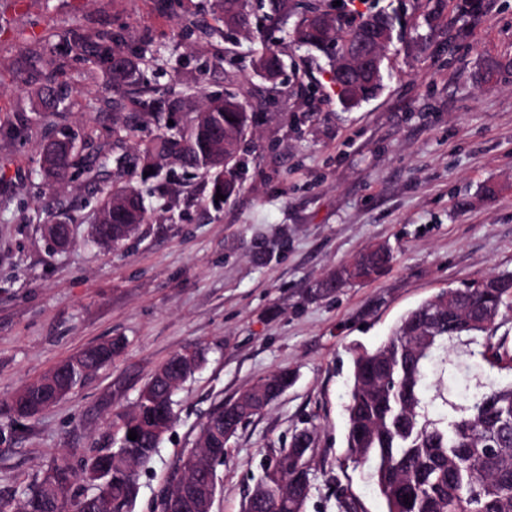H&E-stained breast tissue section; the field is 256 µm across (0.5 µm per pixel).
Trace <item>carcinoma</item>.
Masks as SVG:
<instances>
[{
	"instance_id": "1",
	"label": "carcinoma",
	"mask_w": 512,
	"mask_h": 512,
	"mask_svg": "<svg viewBox=\"0 0 512 512\" xmlns=\"http://www.w3.org/2000/svg\"><path fill=\"white\" fill-rule=\"evenodd\" d=\"M217 2L215 24L200 34L208 40L224 36L226 30L244 34L256 44L253 70L266 80L286 68L265 37L273 23L286 25L296 18L293 40L331 56L316 16L324 11L322 0H307L302 12L289 0ZM333 20L340 42L358 37L369 25L393 28L400 23L398 16L382 10L356 19L342 5ZM90 53L109 63L112 108H122L131 95L135 111L121 113L110 132L94 127L69 131L41 146L40 171L57 184L79 174L100 183L92 243L115 249L128 239V225L149 223L151 209L143 192L122 180L130 166L163 177L158 191L164 198L181 192V183L170 174L172 165L199 175L212 203L237 194L243 145L253 123L238 94L210 97L198 105L188 93L146 89L144 56L124 52L116 33H98ZM352 81L350 86L331 76L344 105L377 94L372 73H357ZM79 141L87 150L84 156L75 151ZM111 151L116 153L113 172L106 169ZM218 193L225 199H216ZM393 259L389 247H372L328 274L318 289L329 293L376 279ZM511 315L512 273L489 275L421 302L400 317L379 347L352 350L344 405L346 454L355 464L372 463L370 477L385 512H512V382L492 380L495 373L512 374L509 332L498 334ZM119 349L118 340L99 343L58 363L53 376L33 381L10 399V416L18 420L39 415L111 363ZM171 371L168 360L144 385L134 410L115 415L108 444L91 449L77 467L64 457L52 460L23 488L15 506L0 499V512H132L139 477L128 472L127 461L135 456L140 471L149 469L158 447L155 428L175 421L177 388L163 381ZM291 382L287 372L278 373L276 380H259L244 393L248 403L240 411L223 405L207 417L198 443H206L214 458L224 462L230 439L226 425L233 421L242 427ZM131 430L137 434L134 440L128 439ZM299 437L309 440L300 457L288 448L269 449L271 465L260 469L243 501L253 503V512H305L313 489L314 439L307 429L293 435Z\"/></svg>"
}]
</instances>
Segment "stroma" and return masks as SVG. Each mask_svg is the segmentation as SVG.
<instances>
[{
    "mask_svg": "<svg viewBox=\"0 0 512 512\" xmlns=\"http://www.w3.org/2000/svg\"><path fill=\"white\" fill-rule=\"evenodd\" d=\"M459 4L374 0L408 24L387 52L380 94L348 108L328 59L284 31L274 33L287 64L278 87L252 70L242 36L188 35L186 24L212 23L214 0H181L174 12L162 0H0V405L87 345L124 343L20 428L0 416L1 497L57 455L80 463L153 372L197 343L208 362L177 391L172 435L141 474L133 512H158L210 411L279 371L294 383L229 440L213 512H241L266 448L287 446L301 428L315 435L306 512H339L345 490L363 512H384L368 467L345 459L352 349L379 346L441 289L512 272V75H485L487 59L512 61V0H479L469 17ZM103 31L121 34L126 51L146 49L150 88L187 90L200 103L223 93L232 70L235 92L265 100L236 196L206 206L202 179L188 180L175 204L152 199L150 223L114 250L89 241L96 184L46 188L39 172L44 137L112 125L106 65L71 41ZM51 80L63 98L56 113L41 96ZM58 206L75 217L63 247L43 232L46 209ZM378 244L394 255L380 277L312 292Z\"/></svg>",
    "mask_w": 512,
    "mask_h": 512,
    "instance_id": "1",
    "label": "stroma"
}]
</instances>
